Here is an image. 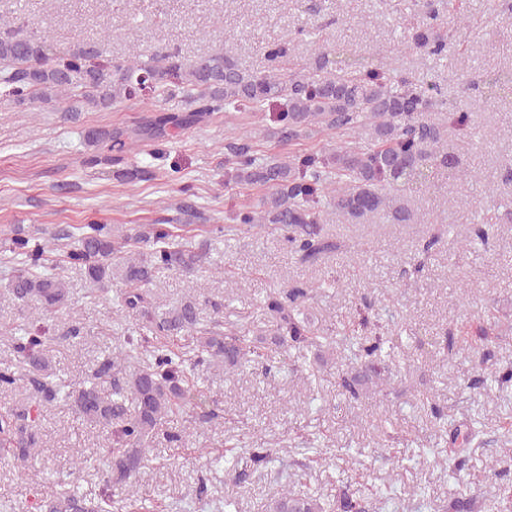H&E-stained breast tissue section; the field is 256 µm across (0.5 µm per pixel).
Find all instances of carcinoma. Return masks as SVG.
<instances>
[{"label": "carcinoma", "instance_id": "1", "mask_svg": "<svg viewBox=\"0 0 512 512\" xmlns=\"http://www.w3.org/2000/svg\"><path fill=\"white\" fill-rule=\"evenodd\" d=\"M418 23L403 38L404 49L419 52L433 61L448 60V33L444 18L448 0H413ZM0 96L17 106H39L68 101L64 117L75 118L85 110H108L124 100L141 97L166 100L180 92L188 101L190 115H158L134 130V136L157 137L171 123L200 122L215 112H264L278 103L277 135L292 142L313 131H324L334 139L330 148L310 150L286 161L259 156L248 136L232 138L225 145L224 175L237 184L259 187L257 203L235 212L227 231L276 224L303 264H314L336 251L337 245L322 235V207L332 206L355 220L384 215L394 224H404L410 214L404 206H394L389 191L398 183L425 178L424 170L434 165H455L448 155V135H470L467 115L456 111L448 121L437 123L426 113L443 107L442 88L423 87L398 74L387 62L341 65L333 49L319 44L312 61L295 60L286 43H276L267 51L268 70L248 74L224 57L221 49L208 51L189 63L168 48L143 51L131 44V53L115 61L91 47L67 49L51 32L25 34L16 17L0 11ZM84 143L93 150L92 165H110L112 156L100 150L124 151L127 142L112 131L99 128L85 131ZM492 224L470 225L469 235L458 241L459 250L474 244H488ZM70 240L63 261L79 264L98 295L112 290V282L122 284V306L140 315L141 326L123 336L117 356L97 361L93 377L111 384L104 395L97 386H71L53 380L46 354L50 337L41 327L25 320L12 330L16 362L20 371L0 368V390L17 384L47 400H62L72 411L107 431L103 463L107 466L104 491L96 498L71 484L56 489V482L35 473L31 480L36 495L33 512H112L115 491L134 503V483L148 462L147 447L162 430L170 414L189 404L197 392L198 371L216 363L230 368L248 363L271 367L276 357L291 349L321 351L341 343L361 373L375 376L390 370L395 336L390 323L359 311L357 319L340 336L319 326L306 310L316 300L320 287L295 281L263 304L273 317L272 349L256 350L246 331L224 321V304L205 299H189L163 310L151 301L149 284L155 270L191 274L204 264L206 253L173 231L154 226L148 234L131 240L149 245V256L135 257L126 251L128 240L112 238L107 224H81ZM55 232L44 242L15 235L4 252L15 264L11 292L22 308L35 304L52 315H71L70 325L59 343L73 344L83 335V323L73 316L69 288L58 268L47 267L43 256L60 241ZM210 307L213 318L200 320L202 307ZM436 344L442 360L449 361L469 347L485 364L493 357L490 332L475 327L470 345H463L460 330L447 327ZM494 383L499 389L512 384V368L492 375L478 374L468 389ZM360 373L338 374V387L350 402L360 398ZM430 417L442 423L440 439L448 466L456 471L466 458L483 444L481 430L474 422L448 423V415L435 402ZM41 446L33 409L30 406L0 410V452L14 463L27 467L34 449ZM279 463V474L301 465L297 460H278L271 448H250L243 455L205 456L208 473L227 470L242 480L263 474ZM373 494L348 486L325 498L306 492L295 495L284 489L272 498L264 512H375ZM486 512H512V481L499 486L496 498L485 505ZM447 512H477L476 497L458 493Z\"/></svg>", "mask_w": 512, "mask_h": 512}]
</instances>
